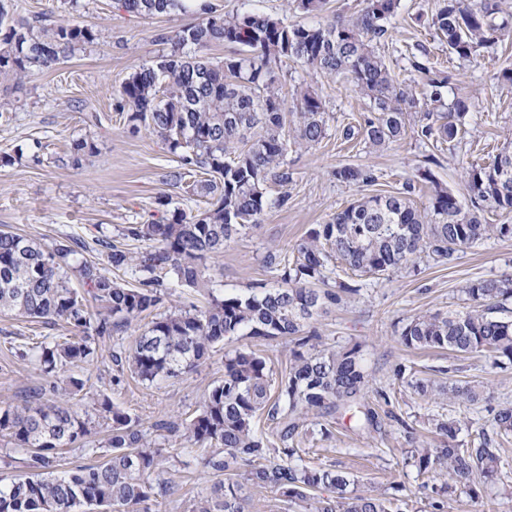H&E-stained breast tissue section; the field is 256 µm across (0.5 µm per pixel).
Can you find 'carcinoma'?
<instances>
[{"label":"carcinoma","instance_id":"obj_1","mask_svg":"<svg viewBox=\"0 0 512 512\" xmlns=\"http://www.w3.org/2000/svg\"><path fill=\"white\" fill-rule=\"evenodd\" d=\"M132 14L150 17L184 9V0H120ZM401 0H363L356 13L327 22L286 25L278 18L253 12L218 13L208 4L198 22L160 39L168 52L123 80L114 111L132 133L146 129L179 158L171 174L174 184L204 200L192 214L166 209L159 219L129 224L122 241L97 239L102 259L81 257L85 246L68 236L45 246L22 235L0 231V313L19 318L60 321L73 335L33 343L22 356L38 363L54 396L40 403L0 410V437L26 451L28 474L0 481V512H151L160 497L178 491L172 480L159 478L160 452L139 424L104 398L99 417L106 420V447L101 463L63 468L58 451L89 443L100 422L80 415L69 401L55 396L62 382L70 394L82 392L81 371L98 363L105 337L135 328L145 316L147 327L129 347L112 349V364L151 385L177 380L197 370L212 348L234 336L289 342L288 370L279 379L256 350L224 355V377L205 394L202 405L184 427L168 421L154 429L182 433L187 447L207 451L205 468L215 475L242 478L274 489L307 512H395L394 502L375 490L348 495L349 476L336 469L294 466L289 447L300 421L352 412L358 427L378 431L381 421L366 399L368 375L362 347L355 343L318 348L319 336L308 322L360 291L344 280L331 281L336 265L356 277L380 278L417 269L420 264L450 265L478 242L512 237L511 224H486L487 210L512 212V145L488 163L466 168L470 206L465 208L448 188L432 182L428 204L418 209L407 193L367 195L308 230L293 259L269 250L265 265L276 280L256 295L227 297L212 288L203 262L239 235L257 226L266 212L288 203L284 191L293 182L288 153L319 144L326 136L328 113L312 85L294 87L287 104L278 71L286 60L342 76L369 103V115L345 136L362 139L378 152L402 140L413 113L417 134L453 141L469 114L470 102L456 97L445 113L448 76L419 61L429 93L419 100L399 81L377 52L376 44L400 10ZM309 17L327 10L328 0H294ZM512 22L502 15L500 0H437L430 26L460 59L504 40ZM103 32L68 24L54 13L32 20L16 18L8 0H0V79L20 83L66 58L78 44L92 43ZM233 45L218 60L212 46ZM94 156V146L75 140L68 162L80 168ZM336 180L349 185L376 181L372 170L343 166ZM283 192L272 195V189ZM137 242L139 246L130 247ZM78 281L81 288L73 286ZM178 288H190L205 299L201 306L164 307ZM462 292L468 306L454 314L425 312L409 319L399 333L409 349L448 350L456 355L487 353L495 364L512 363V276L477 279ZM396 376L422 397L446 396L476 404L486 400L479 383ZM267 414L278 426L282 447L259 434L254 419ZM495 437L479 434L470 447L457 443L465 422L433 420L431 432L440 442L415 449L412 458L422 475L447 472L469 481L478 472L484 483L500 481V440L512 435V406L493 416ZM239 482L219 485L212 495L194 500L191 512H242ZM330 495L323 496L321 492Z\"/></svg>","mask_w":512,"mask_h":512}]
</instances>
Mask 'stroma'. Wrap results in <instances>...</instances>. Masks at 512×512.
Returning <instances> with one entry per match:
<instances>
[{
    "label": "stroma",
    "instance_id": "stroma-1",
    "mask_svg": "<svg viewBox=\"0 0 512 512\" xmlns=\"http://www.w3.org/2000/svg\"><path fill=\"white\" fill-rule=\"evenodd\" d=\"M211 2L222 11L264 13L288 24L305 20L291 0ZM12 4L15 16L32 17L51 10L73 24L101 27L105 36L76 46L23 85L0 86V110L10 115L9 120H0V155L15 159L12 166L0 168V229L45 245L67 234L86 242L101 237L116 240L124 226L144 223L158 213L160 195L169 196L172 206L189 213L203 208L201 198L167 181L177 158L160 138L146 130L130 133L112 110L126 75L161 53L157 35L196 22V14L174 11L143 18L122 10L116 0H79L74 8L67 0H12ZM434 5L435 0H402L389 36L378 49L417 97L425 96L427 85L411 65L415 59L448 75L449 97L470 98V115L456 139L426 141L411 131L384 151H369L363 142L344 137L345 127L362 123L368 113L366 100L350 83L295 61L284 63L279 71L284 93H291L301 80L320 93L329 117L327 135L315 146L289 153L294 182L288 187L287 205L268 212L261 224L205 260L214 288L227 295L259 291L271 279L263 266L267 249L291 251L311 227L327 222L360 196L394 194L410 183L414 186L410 198L421 206L436 181L460 201H467L466 165L488 161L494 149L512 141V86L498 79L503 68H512V36L470 59H459L449 54L427 24ZM76 138L87 139L95 151L80 169L67 161L70 143ZM345 165L372 169L375 182L359 187L337 181L333 172ZM427 168L433 181L421 177ZM510 274L512 238L494 237L447 266L426 267L416 275L403 272L385 279H362L357 295L312 320V328L326 345L361 344L370 380L367 398L379 413L382 429L359 430L349 416L338 414L324 420L329 436L304 426L295 438L302 463L345 471L356 492L399 487L401 512H433L429 478L418 474L410 459L412 450L431 438L427 416L443 413L466 418L470 428L459 439L470 443L479 432L491 430L492 407L512 402V365H497L484 356L409 350L401 345L398 333L411 316L461 310L467 281ZM67 333L60 323L0 314V407L39 402L45 381L21 353L26 343ZM251 345L246 338L226 341L196 373L162 386L117 372L107 357L87 371L88 382L73 401L75 409L90 412L101 398H109L138 420L149 440L162 448L163 475L179 484L177 493L158 499L152 512H190L198 493L221 482L204 468L202 453L183 454V439L160 435L153 423L191 418L209 386L223 377L225 353ZM399 364L419 377L444 369L452 378L483 382L489 399L479 405L421 400L396 379ZM469 488V483H454L443 512H512V500L499 495L497 488H485L476 498Z\"/></svg>",
    "mask_w": 512,
    "mask_h": 512
}]
</instances>
